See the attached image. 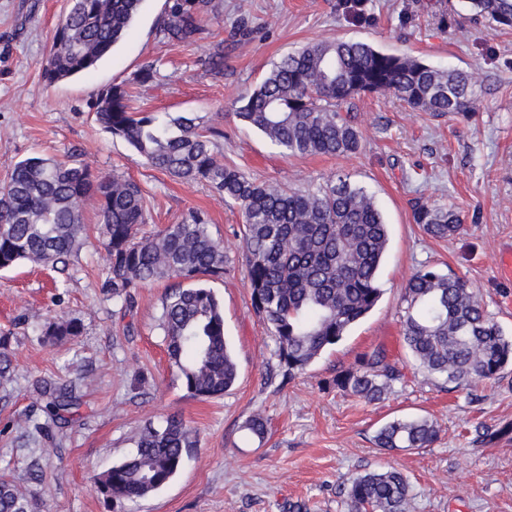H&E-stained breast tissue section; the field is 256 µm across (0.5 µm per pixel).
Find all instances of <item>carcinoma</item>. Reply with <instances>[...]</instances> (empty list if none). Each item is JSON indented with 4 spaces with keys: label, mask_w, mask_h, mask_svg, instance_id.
<instances>
[{
    "label": "carcinoma",
    "mask_w": 512,
    "mask_h": 512,
    "mask_svg": "<svg viewBox=\"0 0 512 512\" xmlns=\"http://www.w3.org/2000/svg\"><path fill=\"white\" fill-rule=\"evenodd\" d=\"M475 21L512 31V0H460ZM144 0H69L57 25L43 77L56 83L92 72L124 39ZM210 0H172L160 26L163 40L181 44L202 33L199 15ZM473 73L437 69L415 57L383 52L359 41H321L283 56L264 80L235 102L234 116L292 156L346 157L360 148L351 101L361 94L392 95L436 116L475 110ZM97 120L130 144L146 164L184 183H205L239 207L242 257L256 312L275 342V356L292 375L324 351L378 304L380 268L389 229L374 198L336 175L315 190L257 183L213 151L218 131L205 117L186 112L166 120L138 112L127 85H113L97 102ZM95 201L110 266L104 281L112 300L128 306L134 292L179 278L169 288L159 319L170 362L187 393L208 400L237 380L238 365L224 336V313L203 278L224 277L225 255L201 212L179 224L137 237L145 223L140 186L104 176L74 158L59 162L33 156L17 162L0 186V270L22 262L64 271L85 231V206ZM415 223L434 239L459 234L463 224L451 206L417 202ZM402 340L423 372L451 384L500 378L512 364V339L485 310L480 294L463 279L431 266L418 269L402 295ZM77 318L45 326L56 345L81 333ZM9 339L0 336V376L12 370ZM403 380L385 350L361 355L336 373L337 389L375 402ZM42 410L49 417L77 405L73 389L45 380ZM438 439L433 421L396 418L383 424L375 445L386 451L429 448ZM196 444L195 431L178 415L149 424L134 451L92 477V487L120 506L167 486ZM411 486L387 467L358 474L347 491L348 512H407ZM0 512H42L36 493L0 478Z\"/></svg>",
    "instance_id": "1"
}]
</instances>
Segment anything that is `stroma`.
<instances>
[{"instance_id":"35a3bbf8","label":"stroma","mask_w":512,"mask_h":512,"mask_svg":"<svg viewBox=\"0 0 512 512\" xmlns=\"http://www.w3.org/2000/svg\"><path fill=\"white\" fill-rule=\"evenodd\" d=\"M458 0H367L366 19L338 0H212L202 38L173 45L158 26L168 0H145L124 41L94 72L47 83L42 67L67 0H0V184L22 159L78 157L105 175L136 181L147 202L140 232L152 235L201 210L224 242V277L211 289L224 307V334L238 378L223 396H189L158 328L169 281L138 289L131 306L102 290L109 254L86 205L87 238L68 271L31 264L0 271V336L13 369L0 378V475L38 491L45 512H113L91 488L93 475L121 461L139 430L177 414L197 446L163 489L124 512H346L351 477L394 467L412 486L408 512H512V366L494 382L444 385L414 368L401 338V295L410 275L430 265L463 277L488 313L512 336V278L501 272L512 249V31L496 33L458 13ZM247 37H237L240 23ZM362 41L438 68L478 78L469 117L435 116L389 96L354 99L360 150L345 158L286 156L233 116V104L273 64L305 44ZM224 45V70L208 53ZM154 65L155 81L133 85L134 108L195 112L221 130L214 148L224 163L269 184L312 189L337 173L375 198L389 226L376 308L305 371L286 377L254 310L241 259L242 215L209 186L185 184L148 168L122 139L96 121L100 95ZM452 206L461 234L438 241L413 219L415 202ZM79 318L80 336L50 346L46 322ZM384 347L405 375L394 392L366 402L332 380L358 357ZM72 385L79 407L52 421L39 386ZM266 421L257 438L246 428ZM424 415L439 430L428 448L383 451L377 429Z\"/></svg>"}]
</instances>
